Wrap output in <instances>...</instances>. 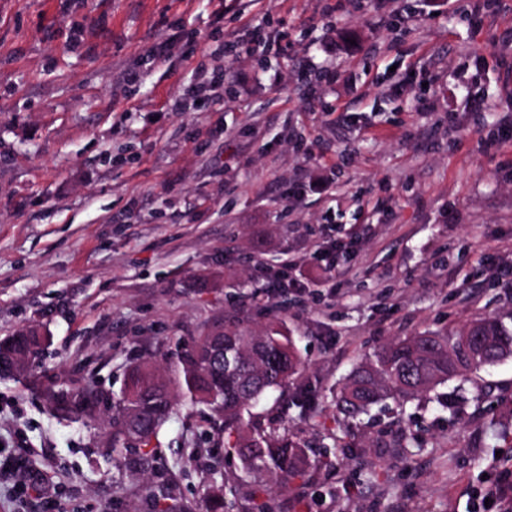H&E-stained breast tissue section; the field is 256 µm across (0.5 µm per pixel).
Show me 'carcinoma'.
I'll return each mask as SVG.
<instances>
[{"label": "carcinoma", "mask_w": 512, "mask_h": 512, "mask_svg": "<svg viewBox=\"0 0 512 512\" xmlns=\"http://www.w3.org/2000/svg\"><path fill=\"white\" fill-rule=\"evenodd\" d=\"M37 326L0 341V358L19 355L29 361L47 342ZM224 350V378L216 376L213 357ZM512 357V328L495 316L459 328L424 332L392 341L345 378L335 395L337 410L348 418L367 413L387 399L406 404L455 380H467ZM302 360L293 337L278 322L260 330L227 324L209 330L191 344H176L161 365L152 361L128 367L116 400L112 424L113 465L130 466L124 451L151 446L183 401L224 419L225 448L234 452L246 473H270L286 483L303 477L311 462L298 442L244 424L243 415L271 392H283ZM52 409L65 415L92 416L100 402L94 391L69 396L49 391ZM237 488L219 467L206 492V512H234Z\"/></svg>", "instance_id": "cac0c4a2"}]
</instances>
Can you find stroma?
Instances as JSON below:
<instances>
[{
  "mask_svg": "<svg viewBox=\"0 0 512 512\" xmlns=\"http://www.w3.org/2000/svg\"><path fill=\"white\" fill-rule=\"evenodd\" d=\"M465 2L340 0L325 19L321 0H0V339L50 338L0 378V458L51 488L19 492L1 467L0 512H199L215 464L239 512L256 496L282 512H489L487 486L512 472V358L357 422L333 403L395 339L486 314L512 326V145L491 143L512 122V0L493 16ZM255 25L290 49L252 50ZM199 62L223 88L172 109ZM293 272L297 287H271ZM275 318L304 366L244 421L329 464L285 487L245 476L198 406L177 408L148 469L114 467L127 366ZM51 389L105 402L61 416ZM399 430L407 449L381 442Z\"/></svg>",
  "mask_w": 512,
  "mask_h": 512,
  "instance_id": "obj_1",
  "label": "stroma"
}]
</instances>
